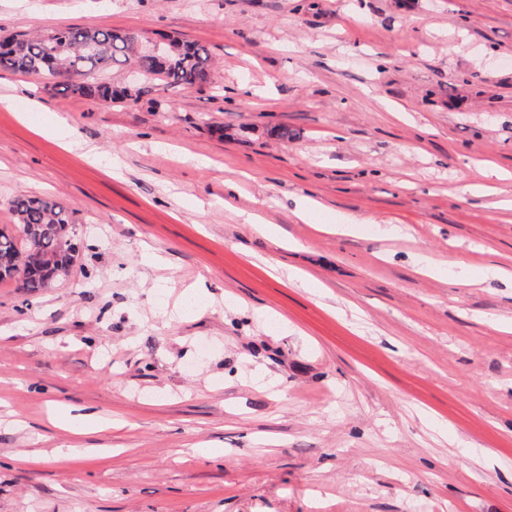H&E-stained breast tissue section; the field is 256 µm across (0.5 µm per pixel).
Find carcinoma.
<instances>
[{
  "label": "carcinoma",
  "mask_w": 512,
  "mask_h": 512,
  "mask_svg": "<svg viewBox=\"0 0 512 512\" xmlns=\"http://www.w3.org/2000/svg\"><path fill=\"white\" fill-rule=\"evenodd\" d=\"M167 63L133 32L117 29L68 27L29 37L15 33L0 40V71L32 75L45 83L60 78L63 91L110 104L139 98L144 84L194 87L214 83L209 49L196 42L169 39ZM136 65L143 79L138 85L116 86L114 69ZM11 227H0V283L13 282L23 293L38 295L69 277L78 254L73 212L40 196L10 202Z\"/></svg>",
  "instance_id": "obj_1"
}]
</instances>
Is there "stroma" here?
<instances>
[{
    "mask_svg": "<svg viewBox=\"0 0 512 512\" xmlns=\"http://www.w3.org/2000/svg\"><path fill=\"white\" fill-rule=\"evenodd\" d=\"M70 26L216 77L104 106L0 71V225L50 196L81 240L0 284V512H512V0H0V37Z\"/></svg>",
    "mask_w": 512,
    "mask_h": 512,
    "instance_id": "stroma-1",
    "label": "stroma"
}]
</instances>
